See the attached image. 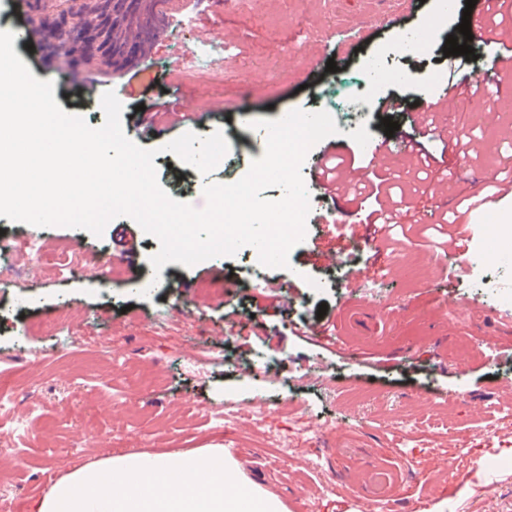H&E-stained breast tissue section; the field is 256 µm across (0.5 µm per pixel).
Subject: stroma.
Returning <instances> with one entry per match:
<instances>
[{
    "label": "stroma",
    "instance_id": "stroma-1",
    "mask_svg": "<svg viewBox=\"0 0 512 512\" xmlns=\"http://www.w3.org/2000/svg\"><path fill=\"white\" fill-rule=\"evenodd\" d=\"M462 16L458 10L441 14L439 0H253L249 8L196 0L186 22H162L134 62L139 76L130 83L98 62L76 69L109 88L123 83L118 99L127 113L164 102L166 90L177 87L175 106L188 111L189 121L174 128L168 118H158L157 134L140 145L157 149L158 180L170 196L198 208L204 202L198 183L224 182L262 156L266 138L262 129H248V120H274L295 109L348 111L369 64L413 31L422 35L419 47L393 61L401 78L377 88L366 130L372 143L385 140L377 111L387 96L402 103L392 115L401 131L420 137L413 117L450 92L449 69L482 79L497 52L496 45L479 42L473 60L444 56ZM355 29L361 32L355 44L324 52L331 34ZM189 50L208 62L224 59L223 85L187 76L178 59ZM14 51L36 78L53 80L64 111L82 115L90 126L103 124L99 100L56 77L65 58L19 44ZM331 59L338 67L334 74L326 70ZM446 121L472 139L464 150L425 140L433 170L449 186L444 194L431 193L413 162L393 155L375 165L367 148L349 137L340 140V170H357L365 181L389 176L405 202L421 210L419 222L401 224L394 237L364 239L371 213L388 201L386 194L366 190L344 216L319 200L287 267H263L245 246L232 257L189 268L169 263L157 273L149 258L158 241L128 218L124 234L135 255L118 264L110 285L76 270L28 267L16 283L0 288V374L14 382L17 411L30 409L35 417L19 435L0 428V445L15 450L6 464L12 480L0 487L6 512H32L54 480L105 456L204 448L223 449L247 482L276 495L288 512H359L364 467L387 460L403 473L392 512H512V430L499 429L495 413L512 407V396L502 391L512 382V333L495 318L496 303L479 294L476 272L464 258L449 255L447 236L435 230L461 212L462 223L480 227L470 251L497 252V241L482 226L490 213L512 214V196L488 211L464 202L492 192L495 181L512 171L504 165L512 157V76L502 79L498 95L467 100ZM217 130L230 151L209 174L165 150L184 132ZM0 236L20 248L29 239L42 240L68 261L90 265L117 252L108 228L97 237L0 216ZM336 248L341 263L320 260V252ZM434 257L439 266L431 265ZM355 273L369 278L370 294L345 332L343 316L356 304L348 288ZM156 275L160 287L149 295L129 284ZM453 302L466 312L463 322L451 325ZM322 304L328 307L323 315ZM159 313L169 317L162 331L154 325ZM434 314L440 322L432 326L428 318ZM57 317L65 321L58 335L31 334L32 326ZM206 345L226 348L237 367L194 373L191 352ZM259 354L270 363L267 372H243ZM438 391L447 392L446 405L432 400ZM258 395L269 410L263 424L211 417L227 404L246 411ZM302 414L328 425V433L298 437L290 457L278 459L273 436ZM403 418L416 422L417 438H401L395 423ZM466 437L481 442L468 477L437 475L438 459L460 457ZM316 458L322 470L312 468Z\"/></svg>",
    "mask_w": 512,
    "mask_h": 512
}]
</instances>
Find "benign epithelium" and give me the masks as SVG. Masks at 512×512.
<instances>
[{
    "mask_svg": "<svg viewBox=\"0 0 512 512\" xmlns=\"http://www.w3.org/2000/svg\"><path fill=\"white\" fill-rule=\"evenodd\" d=\"M149 0H42V18L55 17L61 36L54 41L58 52L73 59L89 61L98 56L109 66L120 69L136 54L144 50L145 44L131 37H123L120 50L110 49L105 35L117 29L118 19L125 10L146 6Z\"/></svg>",
    "mask_w": 512,
    "mask_h": 512,
    "instance_id": "7a95c632",
    "label": "benign epithelium"
}]
</instances>
